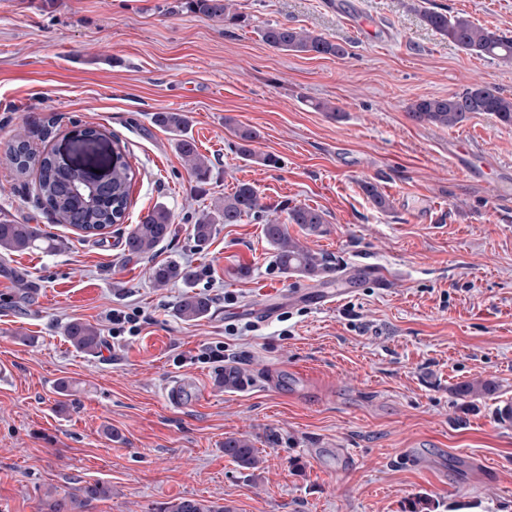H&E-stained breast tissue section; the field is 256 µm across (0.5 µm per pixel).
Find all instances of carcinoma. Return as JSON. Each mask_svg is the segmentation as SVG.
Returning a JSON list of instances; mask_svg holds the SVG:
<instances>
[{
	"label": "carcinoma",
	"instance_id": "cac0c4a2",
	"mask_svg": "<svg viewBox=\"0 0 512 512\" xmlns=\"http://www.w3.org/2000/svg\"><path fill=\"white\" fill-rule=\"evenodd\" d=\"M171 10H186L199 14L226 27L235 26L239 15L234 12L230 0H177ZM419 13L423 22L441 36L467 53L512 64V37L496 30L474 24L465 16L450 17L444 9L422 7ZM262 40L269 46L296 53H315L343 57L346 49L322 35H316L302 27L285 24H268L261 30ZM485 112L502 124L512 125V97L489 84L475 83L461 93L443 98H423L408 107V116L417 123L442 127L461 126L471 115ZM156 122L172 132L179 133L178 149L192 173L199 179L209 172L208 159L200 154L193 139L186 133L188 120L179 112H165L156 116ZM242 158L256 159L251 148L259 138L257 130L240 126L235 129ZM4 156L16 175L24 177L37 173V203L48 209L55 223L64 224L74 231L97 235L101 231L121 223L130 205V189L133 171L126 155L118 150L112 153V172L106 184L97 191L96 197L83 200L73 193L72 186L83 177L80 168H61L55 165L49 153H36L20 134L5 143ZM265 210L254 187L240 182L234 192L224 196V202L202 213L193 225L196 246H207L218 224H238L243 218L257 216ZM286 218L268 217L264 224V236L275 248L274 262L281 272L304 277L324 278L333 272L331 262L323 253L314 252L288 234V225L296 224L309 234L321 231L327 223L323 211L306 204L285 208ZM174 234L172 215L168 207L159 203L128 232L124 250L130 256H149ZM61 242L44 234L32 224L17 220L0 219V252L6 254L27 253L41 248L55 251ZM154 283L165 287L180 281L188 291L184 292L175 307L176 316L183 321H196L207 316L211 305L205 296L190 290L196 272L188 266L168 261L152 267ZM64 335L75 349L93 355L100 345V333L91 324L72 321L64 328ZM492 380L462 383L456 387L460 397L486 395L495 392ZM224 455L245 469L256 468L260 460L251 442L246 438L224 439ZM112 496V486L95 481L80 488L77 494L60 497L47 496L39 506V512H92L94 503ZM158 512H232L216 502L175 498L161 504Z\"/></svg>",
	"mask_w": 512,
	"mask_h": 512
}]
</instances>
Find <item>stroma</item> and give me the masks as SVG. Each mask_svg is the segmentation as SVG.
Returning a JSON list of instances; mask_svg holds the SVG:
<instances>
[{
  "mask_svg": "<svg viewBox=\"0 0 512 512\" xmlns=\"http://www.w3.org/2000/svg\"><path fill=\"white\" fill-rule=\"evenodd\" d=\"M231 2L241 22L227 29L172 12L175 0H0V142L20 133L95 170L118 148L134 172L124 222L83 237L35 203V174L0 158V214L62 242L0 255V512H37L47 491L96 480L112 496L93 512H156L177 497L234 512H409L417 499L431 512H512V423L496 417L512 402V126L480 114L445 128L406 113L475 83L512 96V65L462 52L412 0ZM425 4L512 36V0ZM362 19L387 40L363 38ZM272 23L348 53L271 48L260 32ZM160 112L187 115L205 181ZM88 125L105 137L82 144L74 133ZM238 126L259 132L257 161L239 156ZM240 182L268 215L324 211L321 234L288 231L358 271L351 292L326 308L297 300L339 282L281 273L258 217L218 225L198 248L196 219ZM367 182L390 209L371 204ZM158 203L174 235L153 256H127V233ZM167 261L196 271L205 318H177L182 284L151 278ZM264 306L274 316L244 331ZM134 308L139 335L113 336V310ZM75 320L100 329L99 353L67 341ZM218 345L225 361L209 360ZM228 369L242 386L225 388ZM176 378L180 406L166 398ZM485 379L494 394L456 395ZM229 436L251 441L258 470L225 457Z\"/></svg>",
  "mask_w": 512,
  "mask_h": 512,
  "instance_id": "stroma-1",
  "label": "stroma"
}]
</instances>
